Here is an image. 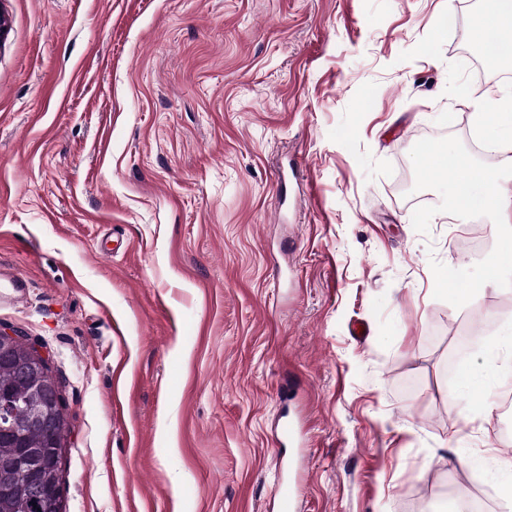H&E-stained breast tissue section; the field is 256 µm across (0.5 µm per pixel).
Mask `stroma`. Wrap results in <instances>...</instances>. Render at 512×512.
Wrapping results in <instances>:
<instances>
[{
    "instance_id": "35a3bbf8",
    "label": "stroma",
    "mask_w": 512,
    "mask_h": 512,
    "mask_svg": "<svg viewBox=\"0 0 512 512\" xmlns=\"http://www.w3.org/2000/svg\"><path fill=\"white\" fill-rule=\"evenodd\" d=\"M481 4L0 0V325L60 382L64 512H277L283 477L297 512H451L450 479L502 512L512 376L468 425L446 365L512 273L414 149L499 167ZM23 341L28 345L29 357L33 366L42 371L43 376L53 382H57V378L51 372V361L41 350L27 342L26 337L17 330H9L0 326V343L4 345H13L16 342Z\"/></svg>"
}]
</instances>
